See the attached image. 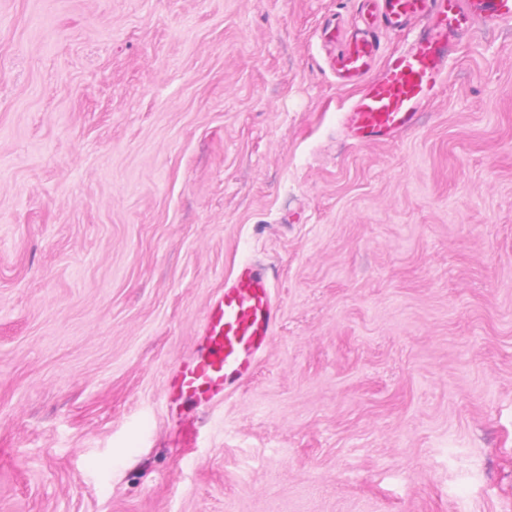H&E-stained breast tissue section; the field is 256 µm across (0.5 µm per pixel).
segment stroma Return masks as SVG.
<instances>
[{
  "label": "stroma",
  "mask_w": 512,
  "mask_h": 512,
  "mask_svg": "<svg viewBox=\"0 0 512 512\" xmlns=\"http://www.w3.org/2000/svg\"><path fill=\"white\" fill-rule=\"evenodd\" d=\"M361 0H0V512H512V25L356 146ZM281 308L195 460L165 407L242 261Z\"/></svg>",
  "instance_id": "stroma-1"
}]
</instances>
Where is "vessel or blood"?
I'll list each match as a JSON object with an SVG mask.
<instances>
[{
    "label": "vessel or blood",
    "mask_w": 512,
    "mask_h": 512,
    "mask_svg": "<svg viewBox=\"0 0 512 512\" xmlns=\"http://www.w3.org/2000/svg\"><path fill=\"white\" fill-rule=\"evenodd\" d=\"M428 24L403 51L382 61L377 28L396 30L414 18ZM363 27L347 36L343 18H329L320 39L331 46L328 66L338 85L358 94L342 116L347 139L387 143L411 130L440 92L456 40L474 22L512 24V0H363ZM280 306L267 269L243 261L207 303L191 353L175 367L165 398L179 420L175 438L186 455L200 430L188 408H204L240 388L269 350Z\"/></svg>",
    "instance_id": "b4317fda"
}]
</instances>
